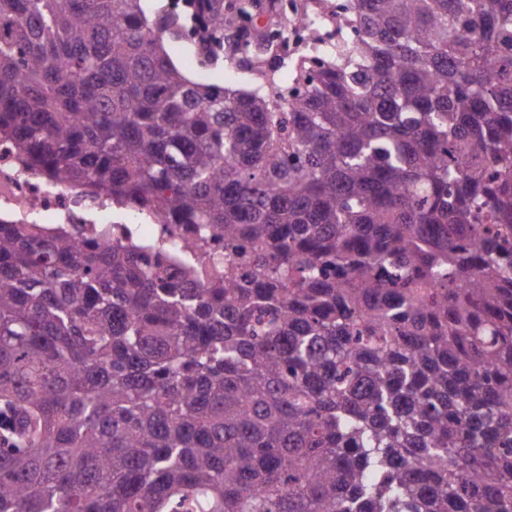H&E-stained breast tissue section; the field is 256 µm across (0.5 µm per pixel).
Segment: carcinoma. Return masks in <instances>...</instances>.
I'll use <instances>...</instances> for the list:
<instances>
[{
	"label": "carcinoma",
	"mask_w": 512,
	"mask_h": 512,
	"mask_svg": "<svg viewBox=\"0 0 512 512\" xmlns=\"http://www.w3.org/2000/svg\"><path fill=\"white\" fill-rule=\"evenodd\" d=\"M177 26L0 0V137L224 238L190 288L0 223V512H512V0H349L277 95ZM191 0H161L156 3L165 6L169 11L179 14L183 22V30L176 39L169 38L165 43L166 49L178 68L193 79L210 77L211 80L224 83L233 89L250 91L257 89L260 80L253 75L250 69L240 65V57L236 49L224 45V52L219 56H213L206 62H198L195 56L194 46L189 34L196 28L192 13L194 7L190 6ZM189 2V3H186ZM226 77V78H225Z\"/></svg>",
	"instance_id": "1"
}]
</instances>
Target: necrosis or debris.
<instances>
[{"instance_id":"4bbe7bcc","label":"necrosis or debris","mask_w":512,"mask_h":512,"mask_svg":"<svg viewBox=\"0 0 512 512\" xmlns=\"http://www.w3.org/2000/svg\"><path fill=\"white\" fill-rule=\"evenodd\" d=\"M32 222L46 233L66 232L77 244L104 246L153 242L152 264L176 269L189 259L185 236L201 239L207 257L197 270L196 287H207L224 264V241L206 225L166 224L146 219L112 195L82 183H52L25 168L11 142L0 140V223Z\"/></svg>"}]
</instances>
